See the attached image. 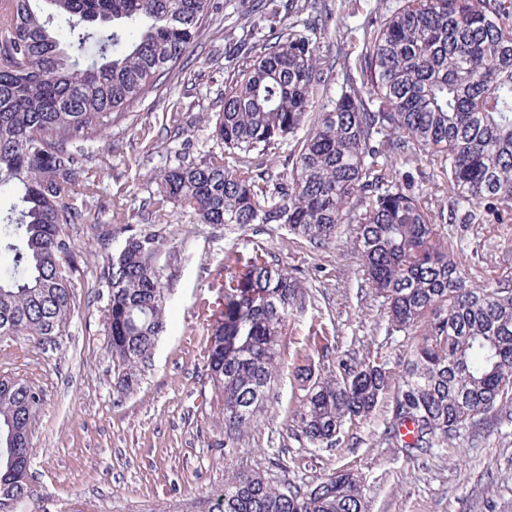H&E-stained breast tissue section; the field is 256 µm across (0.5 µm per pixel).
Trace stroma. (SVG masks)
<instances>
[{
    "mask_svg": "<svg viewBox=\"0 0 512 512\" xmlns=\"http://www.w3.org/2000/svg\"><path fill=\"white\" fill-rule=\"evenodd\" d=\"M398 0H337L336 25L353 27L381 18ZM193 82L163 88L112 127L110 141L90 149L89 164L106 162L109 195L126 207L102 211L98 224L74 229L82 268L77 306L66 336L44 344L28 336L0 339V375L20 377L40 391L33 427L31 512H215L233 470L257 472L274 485H309L344 469L362 482L368 512H512V425L439 454L395 453L384 429L394 392L357 421L338 450H314L295 437L293 412L300 395L293 376L308 336L326 332L331 357H366L386 364L392 382L417 341L388 328L381 298L363 280L362 258L345 224L335 246L311 248L283 224H201L174 209L158 226L146 205L155 174L180 160L200 162L224 146L212 139L208 113L224 91V34L208 32L188 59ZM190 108L182 135L159 137L146 154L142 118L176 99ZM390 175L410 174L433 218L448 206L435 192L436 172L424 156L389 160ZM158 231V262L168 288L167 330L137 383L118 392L102 321L107 295L99 272L133 231ZM447 242L472 281L494 283L512 273V212L484 224L459 226ZM257 246L278 260L306 289L281 343L284 370L257 427L224 448V395L205 367V306L224 292L227 256Z\"/></svg>",
    "mask_w": 512,
    "mask_h": 512,
    "instance_id": "stroma-1",
    "label": "stroma"
}]
</instances>
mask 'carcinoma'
<instances>
[{
	"label": "carcinoma",
	"instance_id": "cac0c4a2",
	"mask_svg": "<svg viewBox=\"0 0 512 512\" xmlns=\"http://www.w3.org/2000/svg\"><path fill=\"white\" fill-rule=\"evenodd\" d=\"M224 9L222 0H0V338L54 342L76 310L72 228L96 224L91 200L107 173L87 166L94 141L158 86L185 80L189 56ZM328 0H259L240 14L220 109L209 129L224 153L160 171L154 223L171 208L200 224H285L317 246L353 224L366 280L391 331H419L394 393L387 435L399 452L427 454L462 430L478 437L512 422V276L476 285L392 157H429L448 188V223L480 224L512 212V0H401L362 27L359 71L344 40L321 67L332 23ZM345 78L331 91L333 72ZM331 105L314 100V87ZM180 103L162 112L179 133ZM293 143L271 174L230 161ZM161 236H128L100 272L103 326L119 388L136 383L166 326L158 264ZM224 309L205 346L224 395V447L255 427L282 368L280 342L301 295L297 278L257 250L227 259ZM294 412L309 448H341L390 385L376 361L336 360L316 377L295 367ZM39 392L0 376V512L28 505L32 414ZM411 427L408 434L402 429ZM217 512H366L354 473L313 487H275L259 473L224 483Z\"/></svg>",
	"mask_w": 512,
	"mask_h": 512
}]
</instances>
